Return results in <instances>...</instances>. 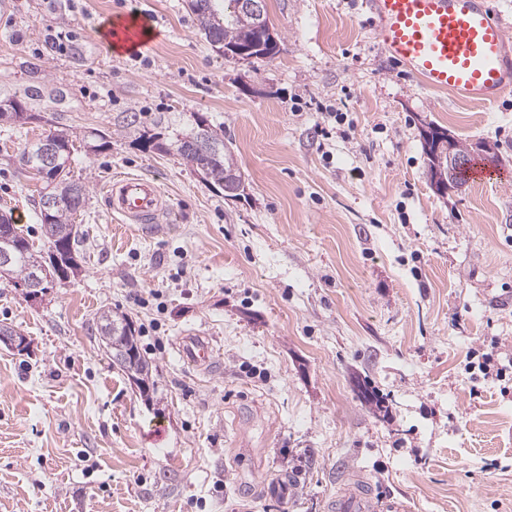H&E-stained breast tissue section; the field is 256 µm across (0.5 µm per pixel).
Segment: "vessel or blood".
Returning <instances> with one entry per match:
<instances>
[{"mask_svg":"<svg viewBox=\"0 0 512 512\" xmlns=\"http://www.w3.org/2000/svg\"><path fill=\"white\" fill-rule=\"evenodd\" d=\"M385 55L432 89L450 90L490 105L512 90V36L496 20L489 0H364ZM156 26L151 16L128 12L103 28L108 46L134 56ZM106 205L128 224H155L167 204L156 184L127 175L108 184ZM179 354L196 365L216 361L211 345L182 340ZM337 512H374L375 503L356 472L345 473Z\"/></svg>","mask_w":512,"mask_h":512,"instance_id":"obj_1","label":"vessel or blood"}]
</instances>
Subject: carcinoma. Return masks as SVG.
<instances>
[{"label": "carcinoma", "instance_id": "carcinoma-1", "mask_svg": "<svg viewBox=\"0 0 512 512\" xmlns=\"http://www.w3.org/2000/svg\"><path fill=\"white\" fill-rule=\"evenodd\" d=\"M237 0H190V8L195 16L197 26L207 41L217 52L226 58H234V49L254 41V31L241 23L236 10ZM13 97L0 99V122L24 124L27 118L9 105ZM192 121L183 128L173 132L169 141H164L162 133H153L151 128L162 125L157 119L151 125H145L138 113L133 112L124 119L122 130L137 135V140L144 149L159 152H176L183 160L195 168L202 178L220 188L228 184L234 190L224 192L226 197H237L244 191V181L238 171L234 155L224 137L213 129L204 117L194 113ZM60 153L59 164L54 169L43 170L41 162L42 142L27 146L20 154L19 162L25 172L34 175L50 187V191L40 196L39 209L44 236L47 239V252L42 253L22 235L9 220L0 218V247L8 245L14 252L15 260L9 267L8 280L17 286L27 284L36 276L44 282V288L53 287L57 280H65L79 267L77 261V243L79 235L74 225V215L83 207L88 195L85 182L69 177V166L74 145L63 133H54ZM206 139L213 145L208 154H201L195 148L199 139ZM121 330V342L130 353L129 362L121 367L126 375L138 374L142 381L139 392L149 396L154 387L152 363L140 352L136 329L123 314L104 310L97 319L99 338H112V327Z\"/></svg>", "mask_w": 512, "mask_h": 512}]
</instances>
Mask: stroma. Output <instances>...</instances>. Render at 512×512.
I'll list each match as a JSON object with an SVG mask.
<instances>
[{
  "label": "stroma",
  "mask_w": 512,
  "mask_h": 512,
  "mask_svg": "<svg viewBox=\"0 0 512 512\" xmlns=\"http://www.w3.org/2000/svg\"><path fill=\"white\" fill-rule=\"evenodd\" d=\"M188 3L0 11V97L41 91L35 120L0 125V217L43 249L44 184L19 157L49 133L73 140L89 187L78 273L35 300L0 279V324L29 342L0 344V512H329L348 467L406 512H512V94L424 88L363 0H267L280 52L258 63L217 53ZM136 4L161 32L138 59L97 30ZM129 112L203 115L242 195L118 134ZM425 124L496 143L499 178L438 195ZM98 130L111 148L85 151ZM123 174L159 185L163 223L105 207ZM107 309L139 332L151 399L99 341ZM185 336L219 369L184 362ZM279 479L294 490L274 494Z\"/></svg>",
  "instance_id": "stroma-1"
}]
</instances>
